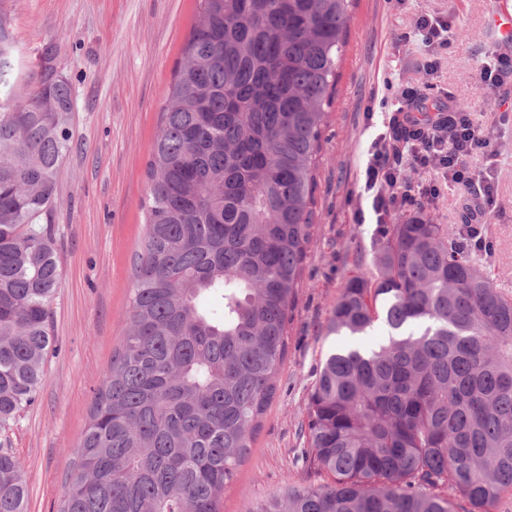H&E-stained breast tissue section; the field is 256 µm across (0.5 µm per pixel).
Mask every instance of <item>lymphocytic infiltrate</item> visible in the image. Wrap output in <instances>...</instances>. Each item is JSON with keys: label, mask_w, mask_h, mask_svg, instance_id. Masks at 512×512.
<instances>
[{"label": "lymphocytic infiltrate", "mask_w": 512, "mask_h": 512, "mask_svg": "<svg viewBox=\"0 0 512 512\" xmlns=\"http://www.w3.org/2000/svg\"><path fill=\"white\" fill-rule=\"evenodd\" d=\"M450 25L440 17H418L412 37L425 48L429 58L424 66L426 75L436 69L435 55L447 49ZM494 105L503 106L501 90L512 77V57L487 54L475 71ZM425 97L420 90L404 88L396 98V109L388 122L386 133L371 144L365 167L363 192L372 199L378 218H385L392 206L410 207L434 202L445 185L468 188L471 203L463 224L475 248L489 251L490 246L479 237L478 223L490 214L494 204V188L488 177L471 172L468 160L476 151L495 157L489 138L475 125L468 113L458 109L453 101L441 102L432 117H425ZM433 167L439 169V181L417 186L406 181L405 168Z\"/></svg>", "instance_id": "f902f5d3"}]
</instances>
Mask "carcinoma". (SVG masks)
I'll list each match as a JSON object with an SVG mask.
<instances>
[{
	"label": "carcinoma",
	"instance_id": "1",
	"mask_svg": "<svg viewBox=\"0 0 512 512\" xmlns=\"http://www.w3.org/2000/svg\"><path fill=\"white\" fill-rule=\"evenodd\" d=\"M164 92L122 344L56 512H219L288 352L314 187L354 0H198ZM0 14V423L33 405L60 284L51 232L73 91L46 55L14 95ZM346 281L301 424L303 466L256 512H493L512 491V298L425 213L380 230ZM380 326V340L360 339ZM0 512H28L0 448Z\"/></svg>",
	"mask_w": 512,
	"mask_h": 512
}]
</instances>
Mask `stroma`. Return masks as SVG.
<instances>
[{"mask_svg":"<svg viewBox=\"0 0 512 512\" xmlns=\"http://www.w3.org/2000/svg\"><path fill=\"white\" fill-rule=\"evenodd\" d=\"M496 0H356L323 132L314 226L277 391L249 457L221 498V512H252L285 484H331L305 469L300 433L308 395L327 355L343 342L327 331L346 280L372 270L379 235L358 194L371 141L398 93L422 84L427 56L406 41L418 15L447 17L452 44L439 56L430 99L451 93L474 109L498 152L496 206L480 231V261L512 296V130L499 122L473 73L490 51L512 56L488 19ZM17 50L15 92L27 95L45 55L72 84L70 149L48 222L61 270L50 306V351L36 402L0 424V446L23 469L29 512H55L103 373L126 328L133 268L148 194L145 167L161 126L163 90L197 20V0H0Z\"/></svg>","mask_w":512,"mask_h":512,"instance_id":"stroma-1","label":"stroma"}]
</instances>
